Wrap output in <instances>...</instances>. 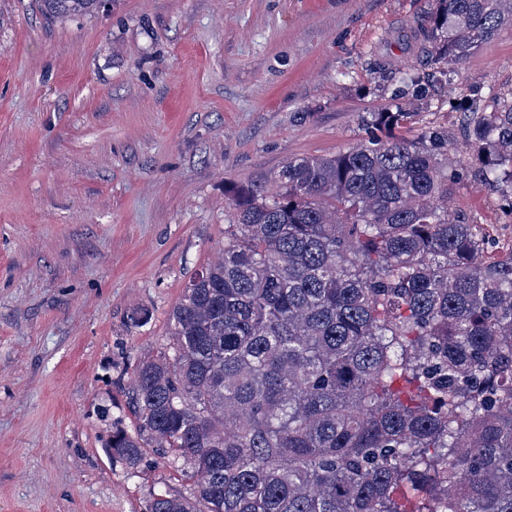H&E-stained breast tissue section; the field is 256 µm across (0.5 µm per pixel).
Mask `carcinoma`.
<instances>
[{
    "label": "carcinoma",
    "mask_w": 512,
    "mask_h": 512,
    "mask_svg": "<svg viewBox=\"0 0 512 512\" xmlns=\"http://www.w3.org/2000/svg\"><path fill=\"white\" fill-rule=\"evenodd\" d=\"M506 24L512 0H435L417 51L442 74ZM396 71L377 134L233 190L224 253L133 365L112 457L154 448L192 480L147 512H512V251L484 259L449 207L461 175L512 200V93L469 112L465 163L444 125L403 134L438 87Z\"/></svg>",
    "instance_id": "1"
}]
</instances>
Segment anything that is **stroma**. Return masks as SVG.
Listing matches in <instances>:
<instances>
[{"label":"stroma","instance_id":"obj_1","mask_svg":"<svg viewBox=\"0 0 512 512\" xmlns=\"http://www.w3.org/2000/svg\"><path fill=\"white\" fill-rule=\"evenodd\" d=\"M432 0H109L46 22L0 0V512H146L190 480L154 449L130 469V372L224 249L229 190L367 138L392 104L376 62ZM416 117L468 159L465 105L512 92V27ZM450 207L512 248L511 210L462 179ZM147 320L132 326L134 313Z\"/></svg>","mask_w":512,"mask_h":512}]
</instances>
